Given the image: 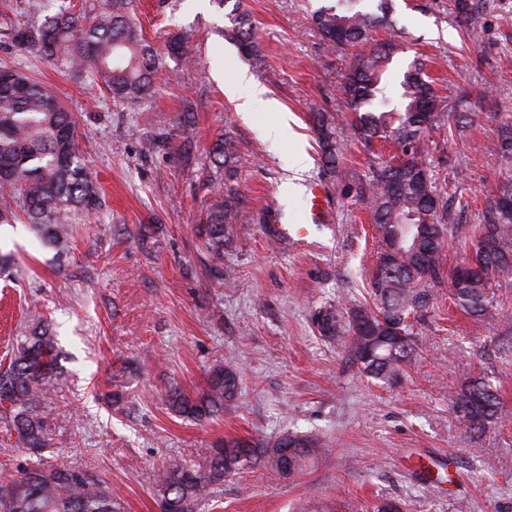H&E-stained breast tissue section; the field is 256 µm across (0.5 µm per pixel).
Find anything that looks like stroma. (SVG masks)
I'll return each instance as SVG.
<instances>
[{
	"instance_id": "35a3bbf8",
	"label": "stroma",
	"mask_w": 512,
	"mask_h": 512,
	"mask_svg": "<svg viewBox=\"0 0 512 512\" xmlns=\"http://www.w3.org/2000/svg\"><path fill=\"white\" fill-rule=\"evenodd\" d=\"M332 0H244L262 42L253 67L221 38L223 13L212 0H139L147 38L159 52L152 95L114 104L92 73L60 72L15 48L13 24L42 21V0H0V64L50 85L72 113L80 153L98 173L100 206L75 225L63 249L41 244L29 225H1L0 361L31 310L51 319L61 375L43 403L45 455L105 479L125 512H159L154 501L170 463L204 464L225 437L275 438L310 432L331 452L302 483L262 468L225 477L206 512H291L300 498L336 500L342 512L375 496L406 512H512V422L490 425L470 442L456 424L452 394L465 381L497 377L512 410V273L492 274L487 294L502 317L481 324L449 317L448 286L415 326L420 357L402 387L360 378L342 349L323 342L311 322L324 302L367 298L378 241L353 193L370 174L371 150L346 141V176L324 173L313 114L338 124L350 108L338 86L350 59L313 28L314 10ZM477 39L454 21L452 0H394L392 26L379 38L403 43L383 76V102L397 105L407 65L421 57L441 98L474 118L455 139L432 130L424 157L449 224L483 220L488 198L512 179L488 152L504 113L512 114V0H477ZM192 31L196 61L170 58L167 43ZM246 81H238V74ZM263 94L253 95V86ZM486 89L474 105L468 90ZM251 99L249 111L236 105ZM192 101V122L183 104ZM288 121L291 134L270 145L264 133ZM228 133L237 163L233 185L245 221L224 240L213 273L199 227L224 187L210 150ZM308 157L305 181L321 182L332 209L327 224H308L302 196L283 198L296 153ZM307 224L304 241H273L282 224ZM241 376L231 409L191 421L166 405L170 389H203L215 365ZM119 401H110L113 390ZM443 465L450 482L430 485L421 466Z\"/></svg>"
}]
</instances>
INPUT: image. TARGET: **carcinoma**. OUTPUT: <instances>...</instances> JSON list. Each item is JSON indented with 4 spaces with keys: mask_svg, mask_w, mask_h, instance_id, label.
<instances>
[{
    "mask_svg": "<svg viewBox=\"0 0 512 512\" xmlns=\"http://www.w3.org/2000/svg\"><path fill=\"white\" fill-rule=\"evenodd\" d=\"M390 0H378L376 9L349 8L336 0L311 14L320 36L346 51L372 39L389 24ZM224 13V38L241 56L256 60L261 48L242 0H215ZM456 22L473 32L475 3L453 0ZM15 45L37 54L73 74L92 72L113 101L136 105L148 98L158 66L157 50L143 34L133 0H96L87 12L57 5L36 27L17 25ZM171 50L185 63L194 62L191 34L174 38ZM400 45L393 40L354 56L341 85L353 120L336 126L326 113L315 117L321 157L338 171L343 138L367 143L390 142L401 156L380 159L371 179L356 187L371 213L378 241L390 246L401 236L392 264L373 268L374 302L344 298L314 313L320 338L334 342L348 361L370 380L401 386L420 347L414 321L434 306L433 286L448 282L452 305L477 322L497 319L486 293L493 271H512V182L505 184L485 206V221L477 225L470 261L483 274L467 276L456 265L445 269L448 238L459 226L439 217V198L423 159L422 134L446 130L448 137L463 127L469 115L444 112L423 63L409 64L401 82V102L379 108L383 75ZM501 134L491 150L512 163V115L501 116ZM216 169L233 163L236 154L226 135L212 146ZM97 174L79 155L71 112L47 86L22 71L0 66V184L10 188L13 203L0 204V224H13L24 215L27 223L49 245L69 236L71 226L86 222L99 206ZM20 211H15L12 204ZM242 221L238 192L228 189L212 200L205 245L219 270L224 258V236ZM59 353L50 322L37 314L27 334L16 341L7 366L0 368V417L16 443L34 461L19 470H0V512H122L107 482L83 469L46 464V420L41 404L57 374ZM240 376L230 367L216 366L205 388L194 394L174 391L168 405L177 414L201 420L224 412L234 401ZM457 428L473 438L489 425L509 419L498 387L482 377L464 382L453 397ZM327 448L311 434L288 432L274 439L225 438L215 443L204 466L172 464L157 492L160 512H200L214 487L224 477L253 466L285 479L299 480ZM359 512H402V505L378 497L364 501Z\"/></svg>",
    "mask_w": 512,
    "mask_h": 512,
    "instance_id": "cac0c4a2",
    "label": "carcinoma"
}]
</instances>
